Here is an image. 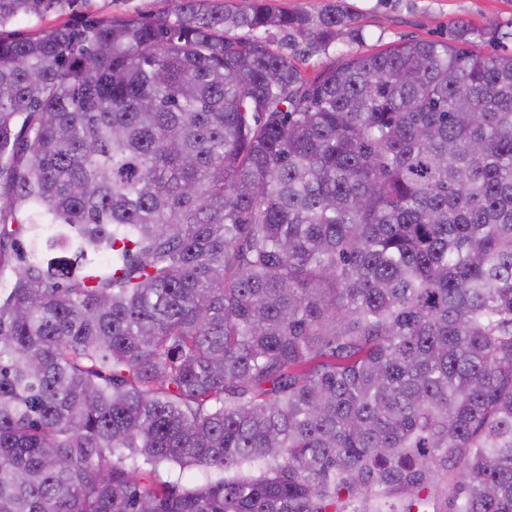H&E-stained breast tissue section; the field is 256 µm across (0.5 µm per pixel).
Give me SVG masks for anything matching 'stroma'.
I'll return each mask as SVG.
<instances>
[{"label": "stroma", "mask_w": 512, "mask_h": 512, "mask_svg": "<svg viewBox=\"0 0 512 512\" xmlns=\"http://www.w3.org/2000/svg\"><path fill=\"white\" fill-rule=\"evenodd\" d=\"M363 27V42L336 41L309 59L313 72L342 55L369 53L407 38L447 40L456 19L484 27L512 25V0H346Z\"/></svg>", "instance_id": "stroma-1"}]
</instances>
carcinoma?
Listing matches in <instances>:
<instances>
[{
  "label": "carcinoma",
  "instance_id": "1",
  "mask_svg": "<svg viewBox=\"0 0 512 512\" xmlns=\"http://www.w3.org/2000/svg\"><path fill=\"white\" fill-rule=\"evenodd\" d=\"M81 4L0 0V512H512V31L313 74L267 34L344 0L8 33Z\"/></svg>",
  "mask_w": 512,
  "mask_h": 512
}]
</instances>
